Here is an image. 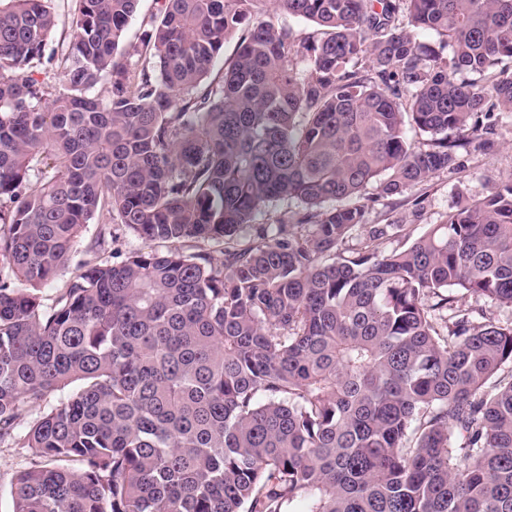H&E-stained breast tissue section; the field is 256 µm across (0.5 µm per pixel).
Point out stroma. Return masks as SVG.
<instances>
[{
  "label": "stroma",
  "instance_id": "1",
  "mask_svg": "<svg viewBox=\"0 0 512 512\" xmlns=\"http://www.w3.org/2000/svg\"><path fill=\"white\" fill-rule=\"evenodd\" d=\"M493 140L491 149L471 150L464 168L439 173L393 198L377 199L374 186H367V223L395 222L418 236L441 223L462 200L485 197L501 177L512 173V115L500 117ZM31 459L28 449L0 444V512H12L16 475Z\"/></svg>",
  "mask_w": 512,
  "mask_h": 512
}]
</instances>
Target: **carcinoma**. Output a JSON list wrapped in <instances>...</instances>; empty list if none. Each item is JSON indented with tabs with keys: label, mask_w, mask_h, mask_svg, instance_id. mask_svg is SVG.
<instances>
[{
	"label": "carcinoma",
	"mask_w": 512,
	"mask_h": 512,
	"mask_svg": "<svg viewBox=\"0 0 512 512\" xmlns=\"http://www.w3.org/2000/svg\"><path fill=\"white\" fill-rule=\"evenodd\" d=\"M52 2L0 0L13 512H512V324L444 294L512 307V174L414 240L361 203L490 143L512 0H156L134 61L140 0H80L48 54ZM98 225L99 224L94 222L93 224H88L83 230L81 237L78 239L73 253L71 254L67 269L68 275L72 272H75L83 261L91 259V255L86 252L87 246L91 239L95 236L97 228L99 227Z\"/></svg>",
	"instance_id": "cac0c4a2"
}]
</instances>
